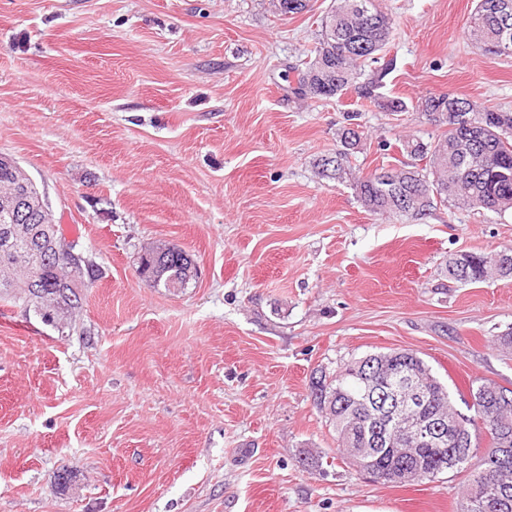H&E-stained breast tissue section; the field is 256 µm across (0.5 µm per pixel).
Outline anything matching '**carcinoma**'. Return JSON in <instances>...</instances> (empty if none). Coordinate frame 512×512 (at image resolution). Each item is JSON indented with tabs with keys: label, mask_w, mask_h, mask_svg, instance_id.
<instances>
[{
	"label": "carcinoma",
	"mask_w": 512,
	"mask_h": 512,
	"mask_svg": "<svg viewBox=\"0 0 512 512\" xmlns=\"http://www.w3.org/2000/svg\"><path fill=\"white\" fill-rule=\"evenodd\" d=\"M504 28L512 32V0H476L467 28L471 46L483 54L512 56V40H499ZM392 36L391 18L376 0H334L322 21L317 45L298 69L299 95L303 99H339L353 90L381 109L405 111L403 101L388 99L381 92L384 79L396 67V60L385 54ZM417 109L436 134L426 143L407 140L402 150L426 161L425 167L394 168L390 181L355 177L352 156L362 134L345 127L339 135V148L315 162L317 174L351 183L361 204L381 216L419 219L440 203L499 216L512 210V112L451 94L428 96ZM13 220L30 225L36 233L43 228L24 212L10 214L0 208V229ZM503 254L512 256V247L490 253H461L448 260V276L454 278L459 260L468 267L472 283L482 282L494 271L502 277L512 276V267L504 270L498 265ZM196 275L192 256L177 247L153 264L156 284L167 289L184 288ZM35 288L53 296L59 307L72 311L81 308L83 292L63 278L36 275L24 247L0 252V298L30 306L45 322V307L38 305ZM395 361L414 373L425 388L426 398L418 415L435 418L443 414L458 420L460 429L449 434L444 445L417 443L416 451L408 456L394 443L378 442L385 419L365 397L361 374ZM496 387L485 381L470 387V396L478 400L477 408L472 416L462 415L448 386L422 358L406 350L367 354L332 374L317 371L310 379L313 403L335 427L338 447L357 471L378 481L396 483L431 480L445 471L465 473L468 485L456 512H512V402L492 397ZM483 434L489 438L490 449L476 466L473 459ZM504 441L511 448L507 455L501 449Z\"/></svg>",
	"instance_id": "1"
}]
</instances>
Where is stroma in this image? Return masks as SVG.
Segmentation results:
<instances>
[{
  "instance_id": "stroma-1",
  "label": "stroma",
  "mask_w": 512,
  "mask_h": 512,
  "mask_svg": "<svg viewBox=\"0 0 512 512\" xmlns=\"http://www.w3.org/2000/svg\"><path fill=\"white\" fill-rule=\"evenodd\" d=\"M332 4L0 0V154L98 269L64 332L0 300V512H455L466 475L356 472L310 378L409 350L450 390L512 388V276L448 277L512 246V211L386 219L313 163L350 111L363 177L431 135L422 98L512 111V57L472 48L474 0H378L406 111L303 99ZM158 241L195 260L186 288L139 277ZM503 254L512 256V247H505L490 253H461L448 260V276L450 279L456 281L454 278V272L457 270L458 260L462 261L463 266H469L468 273L470 281L468 283H480L493 271H496L501 277L512 276V265L506 271L498 265V258Z\"/></svg>"
}]
</instances>
